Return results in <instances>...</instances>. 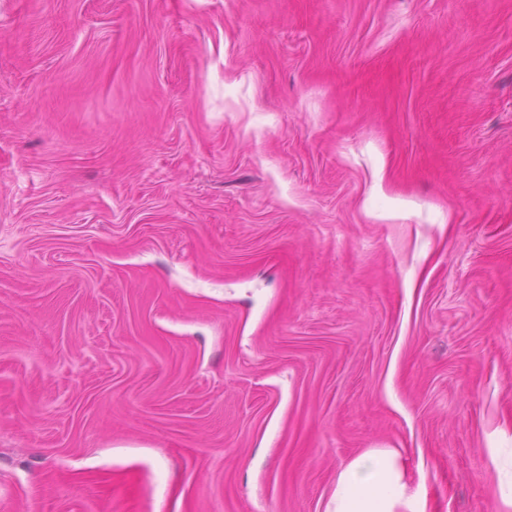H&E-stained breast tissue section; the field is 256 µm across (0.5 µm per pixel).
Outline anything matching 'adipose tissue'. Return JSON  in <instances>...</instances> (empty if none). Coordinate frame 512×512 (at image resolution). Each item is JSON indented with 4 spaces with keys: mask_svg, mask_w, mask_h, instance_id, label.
Wrapping results in <instances>:
<instances>
[{
    "mask_svg": "<svg viewBox=\"0 0 512 512\" xmlns=\"http://www.w3.org/2000/svg\"><path fill=\"white\" fill-rule=\"evenodd\" d=\"M405 475L395 451L369 449L338 473L326 512H426L423 501L406 497Z\"/></svg>",
    "mask_w": 512,
    "mask_h": 512,
    "instance_id": "obj_1",
    "label": "adipose tissue"
}]
</instances>
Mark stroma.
I'll return each instance as SVG.
<instances>
[{"label":"stroma","mask_w":512,"mask_h":512,"mask_svg":"<svg viewBox=\"0 0 512 512\" xmlns=\"http://www.w3.org/2000/svg\"><path fill=\"white\" fill-rule=\"evenodd\" d=\"M371 448L512 512V0H0V512H325ZM497 469L500 473L502 499L512 505V448H498Z\"/></svg>","instance_id":"obj_1"}]
</instances>
